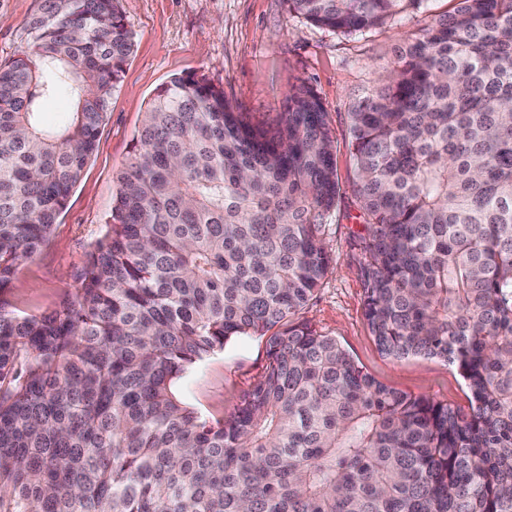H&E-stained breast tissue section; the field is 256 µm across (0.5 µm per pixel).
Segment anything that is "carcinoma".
Instances as JSON below:
<instances>
[{
  "instance_id": "cac0c4a2",
  "label": "carcinoma",
  "mask_w": 512,
  "mask_h": 512,
  "mask_svg": "<svg viewBox=\"0 0 512 512\" xmlns=\"http://www.w3.org/2000/svg\"><path fill=\"white\" fill-rule=\"evenodd\" d=\"M426 0H288L367 31ZM0 62V293L97 146L134 46L119 0H42ZM350 113L364 315L379 349L455 366L469 411L392 389L299 311L332 258L327 112L260 127L179 75L150 100L75 298L0 300V512H512V0H457ZM73 99L48 127L44 101ZM236 336L264 373L207 421L175 381Z\"/></svg>"
}]
</instances>
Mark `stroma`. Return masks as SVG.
<instances>
[{
    "mask_svg": "<svg viewBox=\"0 0 512 512\" xmlns=\"http://www.w3.org/2000/svg\"><path fill=\"white\" fill-rule=\"evenodd\" d=\"M41 0H0V61L16 56ZM454 0H425L423 7L361 35H343L307 22L287 0H121L134 51L124 65L97 147L41 250L19 266L0 298L18 316L52 312L71 300L87 255L106 233L117 192L116 175L128 162L149 99L172 77L205 76L255 125L273 124L286 109L292 86L318 93L336 140L341 196L327 222L332 266L298 318L332 336L375 379L393 389L468 409L459 371L438 358L402 361L385 356L364 317V288L354 236L360 209L349 126L354 105L390 68L394 48L431 18L453 11ZM267 363L265 342L240 336L189 367L177 395L207 419L224 418L239 405Z\"/></svg>",
    "mask_w": 512,
    "mask_h": 512,
    "instance_id": "1",
    "label": "stroma"
}]
</instances>
